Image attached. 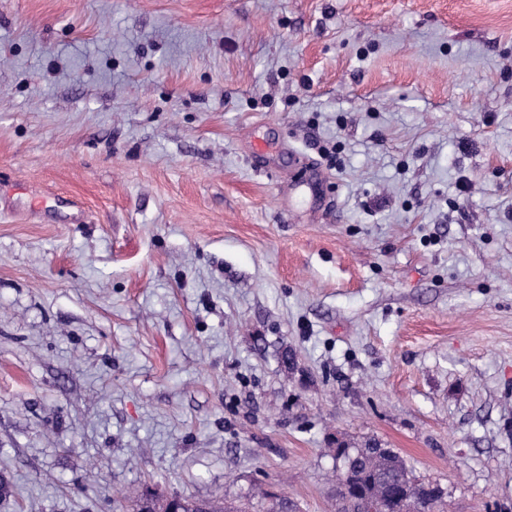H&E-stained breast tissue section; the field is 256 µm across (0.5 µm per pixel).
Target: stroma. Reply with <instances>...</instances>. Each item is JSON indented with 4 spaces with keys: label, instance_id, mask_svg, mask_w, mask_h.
<instances>
[{
    "label": "stroma",
    "instance_id": "stroma-1",
    "mask_svg": "<svg viewBox=\"0 0 512 512\" xmlns=\"http://www.w3.org/2000/svg\"><path fill=\"white\" fill-rule=\"evenodd\" d=\"M368 440L512 512V0H0V512Z\"/></svg>",
    "mask_w": 512,
    "mask_h": 512
}]
</instances>
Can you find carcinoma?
<instances>
[{"mask_svg": "<svg viewBox=\"0 0 512 512\" xmlns=\"http://www.w3.org/2000/svg\"><path fill=\"white\" fill-rule=\"evenodd\" d=\"M346 463L356 475V483L377 501L391 500L397 496L406 498L419 512H434L436 503L429 502L430 484L417 477L397 453L387 448L377 451L375 443L368 441L360 448H353L346 454ZM340 512H362L366 501L356 498L351 491L338 494ZM181 512H247L243 504L193 501L188 498L178 499Z\"/></svg>", "mask_w": 512, "mask_h": 512, "instance_id": "cac0c4a2", "label": "carcinoma"}]
</instances>
